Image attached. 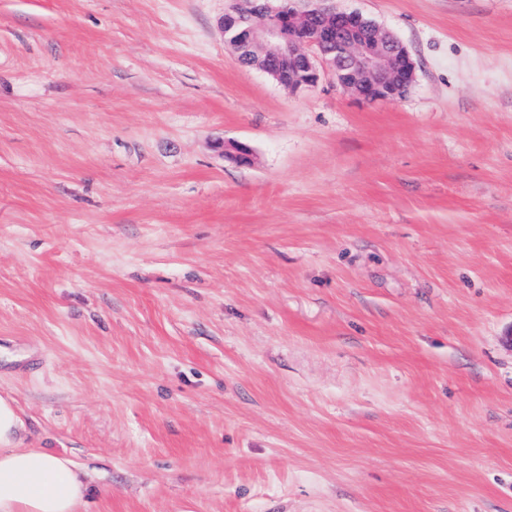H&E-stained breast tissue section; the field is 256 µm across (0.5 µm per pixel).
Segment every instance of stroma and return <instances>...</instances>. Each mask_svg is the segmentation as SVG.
Here are the masks:
<instances>
[{"mask_svg":"<svg viewBox=\"0 0 512 512\" xmlns=\"http://www.w3.org/2000/svg\"><path fill=\"white\" fill-rule=\"evenodd\" d=\"M334 4L408 94L286 90L230 0H0V396L83 512H512V0Z\"/></svg>","mask_w":512,"mask_h":512,"instance_id":"stroma-1","label":"stroma"}]
</instances>
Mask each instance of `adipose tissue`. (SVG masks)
Segmentation results:
<instances>
[{
	"label": "adipose tissue",
	"instance_id": "ef3b65f1",
	"mask_svg": "<svg viewBox=\"0 0 512 512\" xmlns=\"http://www.w3.org/2000/svg\"><path fill=\"white\" fill-rule=\"evenodd\" d=\"M27 428L0 396V512H80L87 485L64 453L25 445Z\"/></svg>",
	"mask_w": 512,
	"mask_h": 512
}]
</instances>
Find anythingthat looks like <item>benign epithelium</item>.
I'll return each instance as SVG.
<instances>
[{"mask_svg":"<svg viewBox=\"0 0 512 512\" xmlns=\"http://www.w3.org/2000/svg\"><path fill=\"white\" fill-rule=\"evenodd\" d=\"M325 2L289 0L276 8L270 0H236L224 12V44L291 91L314 87L330 73L368 101L404 96L416 81V66L403 43L363 14ZM224 156L251 161L249 147L236 141L224 144Z\"/></svg>","mask_w":512,"mask_h":512,"instance_id":"7a95c632","label":"benign epithelium"}]
</instances>
